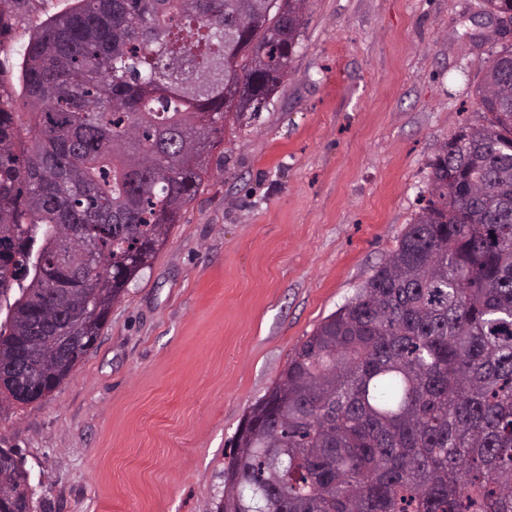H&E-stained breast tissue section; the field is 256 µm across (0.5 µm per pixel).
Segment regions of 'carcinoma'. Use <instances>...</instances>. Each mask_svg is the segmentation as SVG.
<instances>
[{
	"mask_svg": "<svg viewBox=\"0 0 512 512\" xmlns=\"http://www.w3.org/2000/svg\"><path fill=\"white\" fill-rule=\"evenodd\" d=\"M309 0H75L0 78V395L40 402L288 76ZM367 284L291 354L220 512H512V48ZM37 382L13 373L21 351ZM0 448V512H31Z\"/></svg>",
	"mask_w": 512,
	"mask_h": 512,
	"instance_id": "cac0c4a2",
	"label": "carcinoma"
}]
</instances>
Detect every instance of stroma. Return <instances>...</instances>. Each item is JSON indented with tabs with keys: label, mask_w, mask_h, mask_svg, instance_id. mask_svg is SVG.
I'll return each instance as SVG.
<instances>
[{
	"label": "stroma",
	"mask_w": 512,
	"mask_h": 512,
	"mask_svg": "<svg viewBox=\"0 0 512 512\" xmlns=\"http://www.w3.org/2000/svg\"><path fill=\"white\" fill-rule=\"evenodd\" d=\"M69 0H12L0 76ZM482 0H310L288 76L226 124L211 177L95 346L41 403H0L33 512H215L230 442L290 355L425 205L504 46Z\"/></svg>",
	"instance_id": "stroma-1"
}]
</instances>
